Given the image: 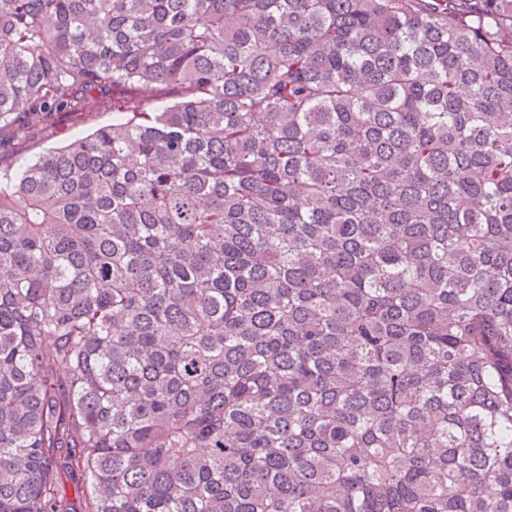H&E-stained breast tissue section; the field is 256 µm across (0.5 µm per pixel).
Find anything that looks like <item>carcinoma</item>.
Here are the masks:
<instances>
[{
  "instance_id": "obj_1",
  "label": "carcinoma",
  "mask_w": 512,
  "mask_h": 512,
  "mask_svg": "<svg viewBox=\"0 0 512 512\" xmlns=\"http://www.w3.org/2000/svg\"><path fill=\"white\" fill-rule=\"evenodd\" d=\"M107 107L0 168V512H512V0H0V152ZM115 117L116 114L112 112V109L83 116L77 121L63 117L56 125L34 130L27 138L19 141L12 156L6 161H2V165L6 167V165L20 162V160L33 158L47 148L60 144L70 136H83L101 126L112 124V119Z\"/></svg>"
}]
</instances>
